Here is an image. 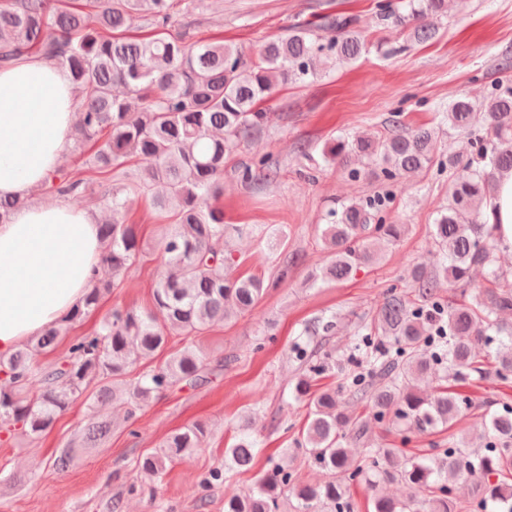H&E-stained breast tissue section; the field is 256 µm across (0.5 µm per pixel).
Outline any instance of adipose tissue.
Returning <instances> with one entry per match:
<instances>
[{"mask_svg": "<svg viewBox=\"0 0 512 512\" xmlns=\"http://www.w3.org/2000/svg\"><path fill=\"white\" fill-rule=\"evenodd\" d=\"M75 92L62 68L37 56L0 67V197H28L72 145ZM489 209L512 254V173ZM98 217L67 203H33L0 224V355L59 323L100 269Z\"/></svg>", "mask_w": 512, "mask_h": 512, "instance_id": "ef3b65f1", "label": "adipose tissue"}]
</instances>
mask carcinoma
I'll return each mask as SVG.
<instances>
[{
  "mask_svg": "<svg viewBox=\"0 0 512 512\" xmlns=\"http://www.w3.org/2000/svg\"><path fill=\"white\" fill-rule=\"evenodd\" d=\"M192 5L193 0H0V65L38 55L65 68L80 100L73 152L79 157L94 147L83 166L50 175L43 192L77 201L93 182L88 170L112 181L106 197L112 221L99 225L101 265L112 270V280L96 279L56 326L0 358V373L8 378L0 386L1 431L19 425L35 439L79 399L93 409L111 403L138 357L164 350L171 335L184 337L185 345L163 365L128 385L127 419H135L144 403L175 384L203 382L207 356L195 338L251 311L266 293L263 279L231 273L229 241L244 227L224 223V209L217 205L224 194V159L260 132L266 113L258 105L278 85L315 78L329 61L357 60L365 40L355 19L338 14L313 28L294 24L288 35L262 43L252 56L222 42L187 46L170 28ZM375 11L382 24L423 43L436 37L448 0H375ZM136 15L153 28L150 37L125 36ZM442 118L466 136L467 157H436L435 133L428 127H397L382 140L342 139L323 151L355 179L371 174L395 183L435 162L454 175L448 204L435 219L437 265L414 268L411 291L390 290L353 335L371 378L353 376L349 400L366 403L379 423L394 408L395 423L419 433L448 430L474 407L448 385L420 390L418 383L434 366L445 367L442 379L449 383L491 373L502 381L512 376V326L501 319L512 313V275L497 265L496 225L488 209L496 175L512 171V86L498 85L479 102L459 94ZM353 158L361 167H350ZM134 190L152 194L154 210L168 219L157 242L164 272L153 289V308L114 309L92 332L72 340L54 365H37V357L69 327L100 307L104 294L117 287L115 278L145 256L135 225L121 218ZM390 203L391 195L375 194L329 211L322 231L328 260L309 275L311 285L342 282L382 259L386 245L406 231L404 224L387 223ZM475 268L485 270L487 285L469 302L445 301L443 289L466 291ZM491 336L499 337V347L489 369L475 349ZM324 371L322 364L307 365L295 393L310 406L298 447L329 471V479L309 484L278 465L253 488L224 500V512H280L284 499L295 500L293 512H353L348 490L356 480L374 491V512H462L454 490L464 476L483 506L512 512V407L490 414L491 441L481 452L462 436L448 438L445 455L427 462L379 445L358 460L345 444L362 440L367 424L341 410L338 390L317 387ZM110 432L107 419L89 423L60 450L54 472L68 469L79 449L96 447ZM205 435L199 423L171 433L159 450L142 458L141 469L162 476L201 447ZM255 448L256 441L242 434L206 484L248 468ZM395 481L419 495L396 501L377 492L380 484Z\"/></svg>",
  "mask_w": 512,
  "mask_h": 512,
  "instance_id": "1",
  "label": "carcinoma"
}]
</instances>
